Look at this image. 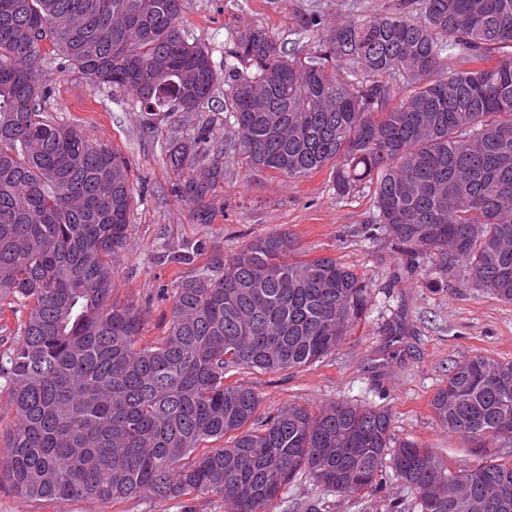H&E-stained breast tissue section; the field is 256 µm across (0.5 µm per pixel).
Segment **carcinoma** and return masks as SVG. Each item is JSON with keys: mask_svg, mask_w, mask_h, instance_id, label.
I'll return each mask as SVG.
<instances>
[{"mask_svg": "<svg viewBox=\"0 0 512 512\" xmlns=\"http://www.w3.org/2000/svg\"><path fill=\"white\" fill-rule=\"evenodd\" d=\"M184 0H0V307L28 309L0 351V484L27 502L103 505L219 494L232 512H267L296 476L359 495L392 478L416 512H512V461L451 470L395 441L385 408L290 404L259 427L258 394L227 384L241 368H303L350 334L365 278L331 257L298 259L286 235L216 256L162 296L167 334L112 301V255L127 247V162L46 114L50 73L125 90L154 116L196 112L224 81V156L334 189L375 185V223L439 277L469 273L512 304V0H419L384 15L302 31L321 53L291 56L262 27L234 36L219 72L182 34ZM333 62L327 67V62ZM409 92H396L399 85ZM192 127L170 159H207ZM190 200L207 182L180 187ZM430 407L462 439L512 442V362L457 363ZM232 435L233 441L214 442Z\"/></svg>", "mask_w": 512, "mask_h": 512, "instance_id": "cac0c4a2", "label": "carcinoma"}]
</instances>
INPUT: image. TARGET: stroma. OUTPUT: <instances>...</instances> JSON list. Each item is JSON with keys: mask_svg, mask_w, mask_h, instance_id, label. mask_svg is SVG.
I'll return each mask as SVG.
<instances>
[{"mask_svg": "<svg viewBox=\"0 0 512 512\" xmlns=\"http://www.w3.org/2000/svg\"><path fill=\"white\" fill-rule=\"evenodd\" d=\"M399 0H185L180 27L189 40L206 44L216 65L237 32L261 26L292 42L299 57L317 45L300 34L312 14L335 23L358 15L384 14ZM48 113L76 127L91 142L129 159L133 212L130 247L113 262L114 302L132 304L146 318V339L164 335L171 304L159 301V289L190 277L212 257L231 256L249 241L288 235L294 252L309 258L328 256L369 283L370 299L357 325L334 351L310 367L275 374L248 370L232 380L260 397L258 418L291 403L315 411L345 401L383 406L393 433L431 448L449 468L475 466L490 459H512V443L465 441L435 419L430 401L446 385L448 372L469 356L482 354L512 362V304L472 287L465 278L441 283L429 276L425 261H409L382 234L370 235L374 187L359 184L340 196L329 169L290 178L247 167L243 160L223 161L217 179L200 201L181 197V183L206 176L207 162L186 158L173 167L170 145L186 138L192 124L210 122L216 149L224 147V87L216 85L198 112L146 114L131 94L94 89L73 69L56 74ZM192 253L190 263L176 254ZM401 322L398 339L386 336L388 324ZM415 492L388 480L380 492L347 495L323 489L308 475L298 476L269 506V512H413ZM0 512H228L224 499L209 494L179 499L134 498L110 508L93 502L60 507L19 499L0 486Z\"/></svg>", "mask_w": 512, "mask_h": 512, "instance_id": "stroma-1", "label": "stroma"}]
</instances>
